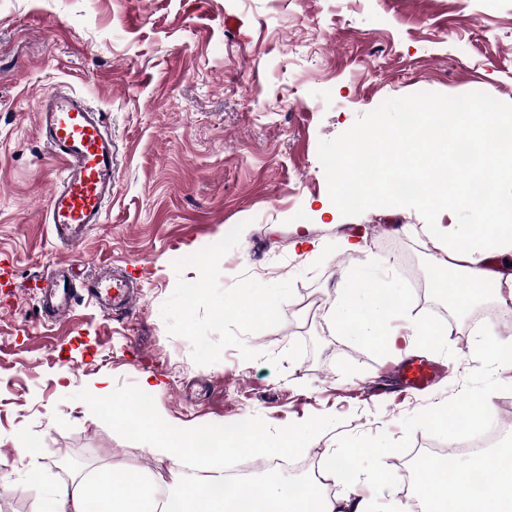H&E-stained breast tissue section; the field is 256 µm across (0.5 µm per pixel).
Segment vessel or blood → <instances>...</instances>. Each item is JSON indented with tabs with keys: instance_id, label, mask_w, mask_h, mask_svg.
<instances>
[{
	"instance_id": "vessel-or-blood-1",
	"label": "vessel or blood",
	"mask_w": 512,
	"mask_h": 512,
	"mask_svg": "<svg viewBox=\"0 0 512 512\" xmlns=\"http://www.w3.org/2000/svg\"><path fill=\"white\" fill-rule=\"evenodd\" d=\"M37 115L46 143L63 164V174L49 198L48 222L54 240L71 248L82 241L91 225L101 223L104 207L112 198V135L103 113L74 92L42 98ZM80 294L118 308L130 305L135 297L127 279L90 277L75 283L64 263L42 292L46 320L53 323L68 317ZM398 372L405 389L420 391L435 380L441 368L413 359L401 363Z\"/></svg>"
}]
</instances>
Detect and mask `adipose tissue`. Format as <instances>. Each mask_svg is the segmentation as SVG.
Listing matches in <instances>:
<instances>
[{
  "instance_id": "ef3b65f1",
  "label": "adipose tissue",
  "mask_w": 512,
  "mask_h": 512,
  "mask_svg": "<svg viewBox=\"0 0 512 512\" xmlns=\"http://www.w3.org/2000/svg\"><path fill=\"white\" fill-rule=\"evenodd\" d=\"M497 128L490 112L463 110L451 129L440 114L429 113L414 132L402 133L396 155L397 168L411 171L426 185L431 207H464L475 215L474 223L441 224L431 234L435 282L446 285L449 302L460 309L483 296L499 278L512 282L511 271L502 275L486 266L491 256H512V221L505 217L497 195L488 192L477 197L470 191L471 186L497 176H512V148L502 147ZM450 136L481 146L478 163L457 183L449 182L448 157L439 147ZM374 295L377 302L367 313L351 297L338 299L325 314L327 323L336 331L357 326L360 335L378 348L412 353L415 339L399 337L387 328L389 318L403 307V297L389 296L384 288ZM99 393L106 396L113 421L134 429L146 453L169 461L168 477L149 478L125 467L90 471L43 497L37 512H374L353 484L343 496L320 497L310 489L292 494L277 476L264 478L258 488L248 491L225 482V456L297 453L300 445L292 433L271 443L248 425L229 431L220 426L204 432L176 426L164 429L155 413L111 396L109 387ZM486 466V461L473 459L424 468L423 512H512V448L499 453L494 479L473 489L472 474Z\"/></svg>"
}]
</instances>
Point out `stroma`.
<instances>
[{"label": "stroma", "mask_w": 512, "mask_h": 512, "mask_svg": "<svg viewBox=\"0 0 512 512\" xmlns=\"http://www.w3.org/2000/svg\"><path fill=\"white\" fill-rule=\"evenodd\" d=\"M59 87L104 113L114 145L112 200L72 249L47 224L62 165L36 123ZM476 91L512 104V0H0V475L14 484L0 512H36L90 468L167 474L98 416L102 377L177 426L273 439L315 425L309 453L348 461L377 512H398L396 457L452 435L437 409L478 394L503 413L512 359L473 352L470 321L504 300L444 320L418 309L412 281L434 276L423 217L331 212L318 145L386 100ZM70 260L122 272L131 308L81 298L42 322L40 289ZM352 271L360 306L383 285L406 297L390 329L436 324L435 347L415 350L443 368L425 390L397 393L400 356L329 328ZM254 291L278 306L257 326Z\"/></svg>", "instance_id": "35a3bbf8"}]
</instances>
